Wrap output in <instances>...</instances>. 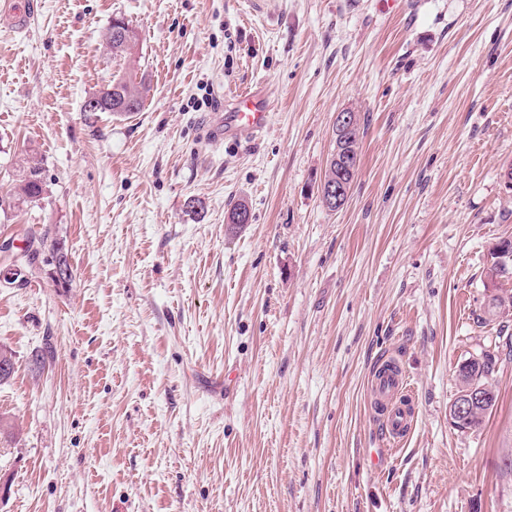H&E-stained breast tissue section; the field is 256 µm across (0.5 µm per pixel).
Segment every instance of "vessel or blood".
Instances as JSON below:
<instances>
[{"label": "vessel or blood", "instance_id": "vessel-or-blood-1", "mask_svg": "<svg viewBox=\"0 0 512 512\" xmlns=\"http://www.w3.org/2000/svg\"><path fill=\"white\" fill-rule=\"evenodd\" d=\"M271 122L266 102L257 94H240L231 112L225 113L216 124L218 137L235 140L250 139L262 134ZM407 385L401 365L380 362L374 370L370 396L383 419V432L390 443H398L409 433L411 414L402 404L400 392Z\"/></svg>", "mask_w": 512, "mask_h": 512}]
</instances>
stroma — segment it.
Wrapping results in <instances>:
<instances>
[{"label":"stroma","instance_id":"1","mask_svg":"<svg viewBox=\"0 0 512 512\" xmlns=\"http://www.w3.org/2000/svg\"><path fill=\"white\" fill-rule=\"evenodd\" d=\"M0 13V512H512V315L486 272L512 237V0H36ZM134 58L110 52L113 18ZM133 75L141 111L84 101ZM272 113L210 129L234 92ZM365 133L347 204L318 185L337 112ZM246 224L225 218L237 203ZM60 239L72 281L49 253ZM492 355L477 431L448 409ZM416 415L382 453L370 376ZM114 24V25H113ZM112 26L109 27L107 33H106V44L108 43L109 47L112 49V52L114 53H121V54H127L132 55L134 48L137 44V34L132 28L131 36L126 38L127 36V29L128 24L122 23V22H116L114 21ZM115 26L114 32L118 37L125 38L124 40L117 41L114 38H112V27ZM115 50V51H114ZM236 106L225 112L216 128V140L230 137L234 140L250 139L262 134L271 122L266 102L253 92L242 93L235 99ZM44 193L42 161L36 156L28 157L20 167L10 192L1 196V205L8 200L9 206L39 201Z\"/></svg>","mask_w":512,"mask_h":512}]
</instances>
